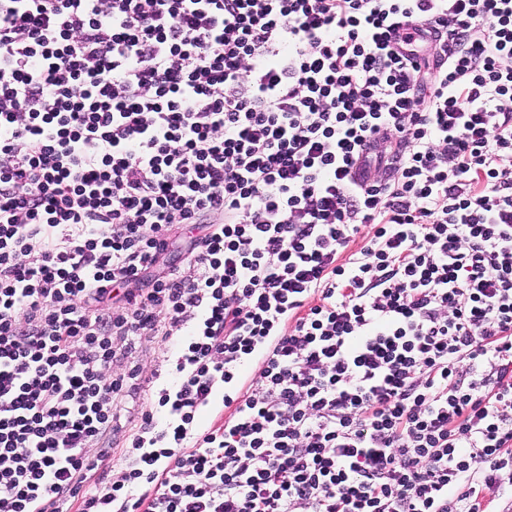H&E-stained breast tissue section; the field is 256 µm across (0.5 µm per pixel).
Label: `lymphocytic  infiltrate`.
<instances>
[{"instance_id":"obj_1","label":"lymphocytic infiltrate","mask_w":512,"mask_h":512,"mask_svg":"<svg viewBox=\"0 0 512 512\" xmlns=\"http://www.w3.org/2000/svg\"><path fill=\"white\" fill-rule=\"evenodd\" d=\"M0 512H512V0H0ZM170 344L169 343H155L152 348L145 354H135L136 358L134 361H138L142 370V377H150L151 372L159 368L162 370L161 380L156 384L161 383L166 376V360L170 355Z\"/></svg>"}]
</instances>
